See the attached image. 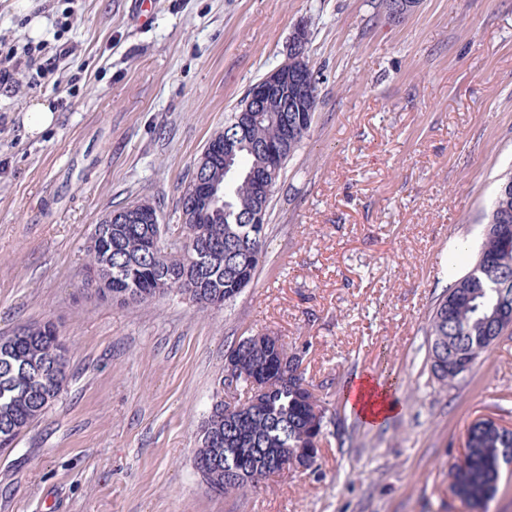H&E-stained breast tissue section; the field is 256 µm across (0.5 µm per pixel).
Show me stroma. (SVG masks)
<instances>
[{
  "label": "stroma",
  "instance_id": "1",
  "mask_svg": "<svg viewBox=\"0 0 512 512\" xmlns=\"http://www.w3.org/2000/svg\"><path fill=\"white\" fill-rule=\"evenodd\" d=\"M78 67L0 92V335L56 323L68 382L0 449V512H465L449 490L473 420L512 426V335L455 387L432 379L428 320L485 237L512 172V0H0V39L52 37L67 7ZM319 100L268 214L265 255L224 306L120 305L83 291L109 211L148 200L179 241L195 162L295 29ZM56 120L37 136L26 108ZM279 337L328 408L315 464L243 495L193 467L231 344ZM398 376L378 424L345 403L355 376ZM55 121V114L46 102H37L29 106L24 115V125L29 134L39 135L51 127Z\"/></svg>",
  "mask_w": 512,
  "mask_h": 512
}]
</instances>
